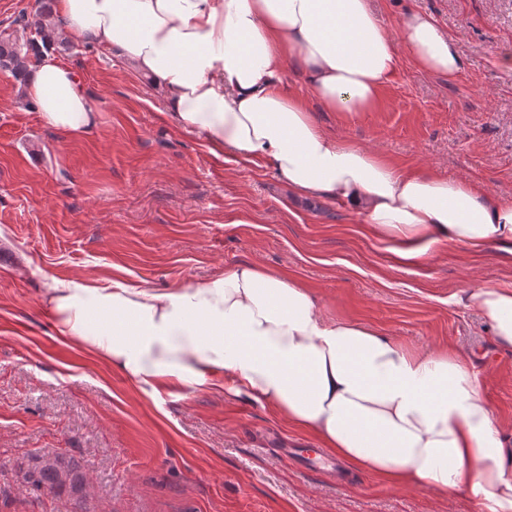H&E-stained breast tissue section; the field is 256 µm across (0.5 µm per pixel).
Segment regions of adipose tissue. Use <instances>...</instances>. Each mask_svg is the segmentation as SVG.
I'll return each instance as SVG.
<instances>
[{
  "mask_svg": "<svg viewBox=\"0 0 512 512\" xmlns=\"http://www.w3.org/2000/svg\"><path fill=\"white\" fill-rule=\"evenodd\" d=\"M69 38L118 52L212 150L269 161L297 195L362 213L403 259L512 242V203L465 178L401 170L314 114L372 111L401 45L417 70L455 79L462 57L425 12H406L391 32L372 0H54L23 97L44 126L79 135L97 108L52 47ZM292 66L317 108L284 90ZM470 298L512 348V287L481 285ZM41 303L59 336L148 396L220 385L273 407L352 470L395 487L460 486L480 512H512V437L494 422L473 359L325 317L294 278L252 263L174 288L53 278Z\"/></svg>",
  "mask_w": 512,
  "mask_h": 512,
  "instance_id": "1",
  "label": "adipose tissue"
}]
</instances>
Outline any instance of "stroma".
I'll return each mask as SVG.
<instances>
[{"mask_svg": "<svg viewBox=\"0 0 512 512\" xmlns=\"http://www.w3.org/2000/svg\"><path fill=\"white\" fill-rule=\"evenodd\" d=\"M373 5L390 28L430 13L463 68L450 81L402 59L372 111L349 122L322 112V125L401 169L462 175L512 201V0ZM59 57L99 109L80 137L42 125L0 70V512H478L460 490L304 469L284 452L317 441L251 397L147 396L59 336L40 296L52 277L170 288L253 262L300 280L326 316L466 353L512 433V349L467 298L478 282L512 285V261L451 243L402 261L362 214L299 199L269 162L214 154L177 130L162 93L116 54L75 40ZM56 456L76 465L81 490L27 483L36 458Z\"/></svg>", "mask_w": 512, "mask_h": 512, "instance_id": "stroma-1", "label": "stroma"}]
</instances>
